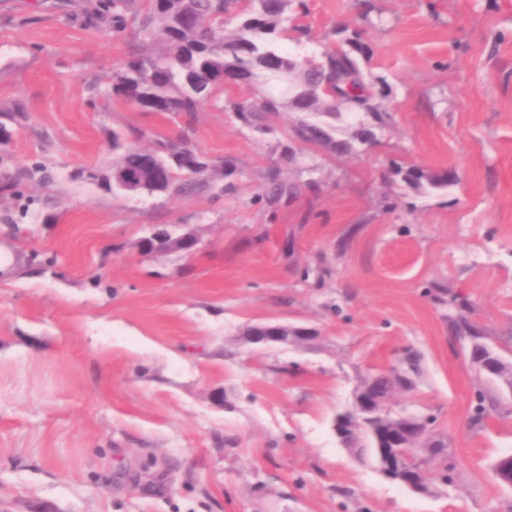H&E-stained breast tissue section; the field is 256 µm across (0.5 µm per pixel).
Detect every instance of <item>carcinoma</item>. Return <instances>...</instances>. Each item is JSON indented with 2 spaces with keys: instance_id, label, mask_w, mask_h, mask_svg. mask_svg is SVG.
<instances>
[{
  "instance_id": "1",
  "label": "carcinoma",
  "mask_w": 512,
  "mask_h": 512,
  "mask_svg": "<svg viewBox=\"0 0 512 512\" xmlns=\"http://www.w3.org/2000/svg\"><path fill=\"white\" fill-rule=\"evenodd\" d=\"M306 0H95L92 16L112 23V32L130 33L136 42L111 84L92 89L139 112H156L185 117L192 122L195 113L231 85H246L252 96L230 106L246 120L261 122L279 112L334 116L340 109L357 115L379 112L376 90L358 55L364 54L365 31H343L349 35L325 46L314 55L293 56L279 46L288 32L301 31L288 11L307 14ZM295 137L308 144H321L339 153L350 150L346 143L332 139L322 124L301 119L293 127ZM138 134L112 135V190L121 191L118 178L124 171L138 174L142 190L148 193L186 192L199 181L224 176V164H209L185 145L161 143L157 150L135 145ZM407 177L423 179L434 187H451L453 174H427L412 168ZM50 186L54 177L37 163L20 169L5 185L6 190L23 182ZM442 303L456 311L449 319L453 333H465L471 341L470 361L478 379H488L485 365L498 366L497 380L512 386V362L504 360L468 319L472 306L467 299L445 292ZM423 357L410 351L396 367L369 374L355 393L378 391L393 395L397 390L416 389L423 375ZM498 396L487 391L478 394L469 420L478 424L495 407ZM408 415L388 405L369 415L347 410L337 415L343 427L339 440L359 458H369L380 467L375 434L406 424ZM401 452L409 456L419 493L428 494L438 484L448 483V443L442 437L424 436L410 441Z\"/></svg>"
}]
</instances>
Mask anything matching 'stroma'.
I'll return each instance as SVG.
<instances>
[{"label":"stroma","mask_w":512,"mask_h":512,"mask_svg":"<svg viewBox=\"0 0 512 512\" xmlns=\"http://www.w3.org/2000/svg\"><path fill=\"white\" fill-rule=\"evenodd\" d=\"M87 0H0V110L29 119L0 141V183L22 186L0 245L35 256L0 277V512H512L492 474L512 454V393L481 424L469 342L440 291L512 361V0H308L307 55L339 28L365 31L384 121L332 120L345 155L298 141L300 115L265 128L227 111L228 87L193 122L95 93L127 41ZM141 147L184 140L233 171L192 193L115 194L79 180L108 171L112 133ZM455 171L436 189L406 168ZM279 171L290 194L271 193ZM157 231L194 251H145ZM307 329L305 345L252 346L245 326ZM407 347L424 357L394 401L436 418L454 468L417 494L354 458L333 430L361 378ZM27 181L39 183L43 186H50L54 183V177L44 164L37 163L32 167L20 169L16 171L15 174H12L9 182L5 185V192Z\"/></svg>","instance_id":"35a3bbf8"}]
</instances>
